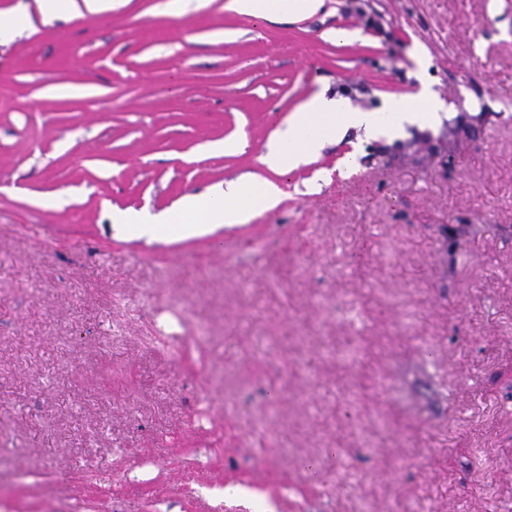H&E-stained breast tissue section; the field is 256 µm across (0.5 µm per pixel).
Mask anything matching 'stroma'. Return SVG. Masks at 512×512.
<instances>
[{
    "instance_id": "obj_1",
    "label": "stroma",
    "mask_w": 512,
    "mask_h": 512,
    "mask_svg": "<svg viewBox=\"0 0 512 512\" xmlns=\"http://www.w3.org/2000/svg\"><path fill=\"white\" fill-rule=\"evenodd\" d=\"M184 2L0 0V512H512V0ZM424 84L437 125L264 162L319 90ZM254 176L250 223L113 227ZM112 0H37L39 11L44 20H50L63 10L75 16L101 14L112 10ZM324 0H229L227 8L241 15L268 20L316 13Z\"/></svg>"
}]
</instances>
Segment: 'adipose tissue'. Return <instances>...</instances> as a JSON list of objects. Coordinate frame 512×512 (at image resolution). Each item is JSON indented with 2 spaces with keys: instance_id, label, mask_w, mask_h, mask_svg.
Listing matches in <instances>:
<instances>
[{
  "instance_id": "obj_1",
  "label": "adipose tissue",
  "mask_w": 512,
  "mask_h": 512,
  "mask_svg": "<svg viewBox=\"0 0 512 512\" xmlns=\"http://www.w3.org/2000/svg\"><path fill=\"white\" fill-rule=\"evenodd\" d=\"M323 3L324 0H229L227 7L241 15L275 20L316 13ZM441 107L438 98L425 88L416 101L403 98L394 102L387 118L381 120L374 113L351 107L343 98L319 91L291 113L265 163L272 171L289 172L308 163L312 154L348 129L363 130L369 138H392L406 126L436 123ZM279 198L280 190L271 180L229 181L209 194L183 198L160 214L127 211L117 214L115 221L137 237L166 231L172 224L178 225L180 232L190 233L202 225L231 227L249 223L256 214L275 207Z\"/></svg>"
}]
</instances>
